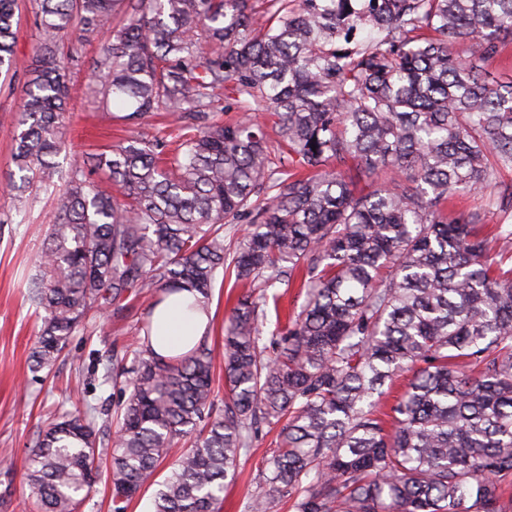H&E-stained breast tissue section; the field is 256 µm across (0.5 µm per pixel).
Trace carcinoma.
I'll return each mask as SVG.
<instances>
[{
    "label": "carcinoma",
    "instance_id": "cac0c4a2",
    "mask_svg": "<svg viewBox=\"0 0 512 512\" xmlns=\"http://www.w3.org/2000/svg\"><path fill=\"white\" fill-rule=\"evenodd\" d=\"M17 2L0 0V69ZM30 2L41 56L13 161L58 213L28 282L44 311L33 370L130 297L151 313L188 292L206 309L224 268L262 288L307 277L300 312L268 336L266 294L238 299L221 409L206 343L164 359L143 327L132 360L114 358L128 398L112 437L89 410H64L29 452L36 512H77L106 460L112 512H126L193 433L153 512H220L259 423L279 444L251 512H512V223L489 236L482 212H447L512 165V81L484 70L512 37V0ZM75 23L109 33L94 62L103 105L171 122L73 161L59 184V47ZM231 97L271 115L277 149L259 121L217 120ZM240 220L250 229L228 261L224 225ZM406 372L387 421L377 406Z\"/></svg>",
    "mask_w": 512,
    "mask_h": 512
}]
</instances>
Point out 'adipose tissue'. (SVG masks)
<instances>
[{
  "instance_id": "1",
  "label": "adipose tissue",
  "mask_w": 512,
  "mask_h": 512,
  "mask_svg": "<svg viewBox=\"0 0 512 512\" xmlns=\"http://www.w3.org/2000/svg\"><path fill=\"white\" fill-rule=\"evenodd\" d=\"M151 321L150 346L157 356L167 358L189 352L202 340L209 315L180 293L165 298L154 309Z\"/></svg>"
}]
</instances>
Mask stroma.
I'll return each instance as SVG.
<instances>
[{
  "mask_svg": "<svg viewBox=\"0 0 512 512\" xmlns=\"http://www.w3.org/2000/svg\"><path fill=\"white\" fill-rule=\"evenodd\" d=\"M17 18V69L0 74V512H30L25 459L55 407L68 404L71 384L82 383L85 403L112 412L121 408L126 396L107 377L112 354L132 349L137 329L146 320L140 301H131L123 312L102 314L77 330L53 368L37 373L29 368L41 322L27 299V284L36 272L45 230L55 211L52 195L40 189L30 190L27 204L18 206L13 187L15 116L39 46L29 0H18ZM101 41L98 35L84 39L77 54L64 60L73 106L64 127L70 153L60 162L64 169L70 159H85L128 136L163 134L167 124L166 119L155 118L126 127L105 117L101 99L90 87ZM247 291V285L228 275L215 283L209 304L213 318L205 341L213 352L219 382L224 379V319ZM275 447V432L262 430L241 456L234 479L225 484L223 512H249L251 501L263 491L262 470Z\"/></svg>",
  "mask_w": 512,
  "mask_h": 512,
  "instance_id": "stroma-1",
  "label": "stroma"
}]
</instances>
